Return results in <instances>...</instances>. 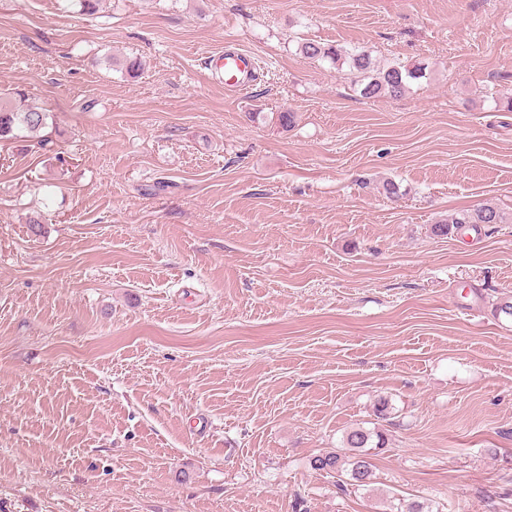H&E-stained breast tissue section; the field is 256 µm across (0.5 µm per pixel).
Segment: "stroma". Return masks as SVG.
<instances>
[{"mask_svg": "<svg viewBox=\"0 0 512 512\" xmlns=\"http://www.w3.org/2000/svg\"><path fill=\"white\" fill-rule=\"evenodd\" d=\"M306 40L429 74L367 99ZM15 91L50 143L0 142V512H512V0H0ZM381 396L340 492L309 461ZM223 63L224 87L232 91H244L248 88L255 69V58L247 51H224ZM503 220V213L496 205L485 203L472 211L452 215L444 224H435L433 231L438 236H448L460 229L463 224H470L473 229L480 227V224H500ZM388 397H379L373 404L372 414L376 422L372 428L357 426L343 437L342 446L336 451L317 455L310 459V467L315 471L336 476V486L341 492H347L349 486H367L373 477L372 463L366 448H385L388 442L385 432L375 425L387 421L392 410Z\"/></svg>", "mask_w": 512, "mask_h": 512, "instance_id": "1", "label": "stroma"}]
</instances>
